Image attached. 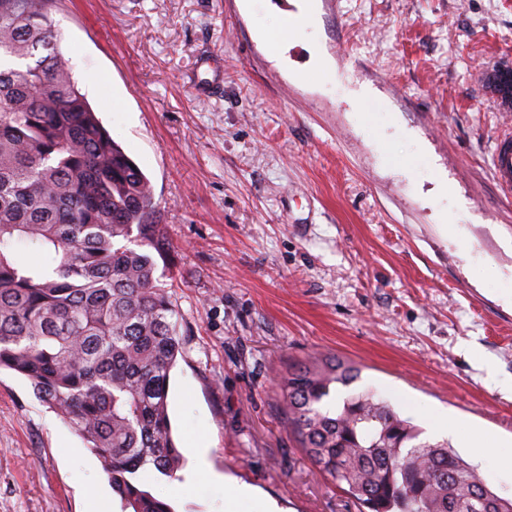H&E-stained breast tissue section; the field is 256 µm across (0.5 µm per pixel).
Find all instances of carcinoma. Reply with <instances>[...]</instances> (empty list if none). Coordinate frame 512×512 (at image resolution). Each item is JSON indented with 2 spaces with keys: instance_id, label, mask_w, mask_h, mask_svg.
<instances>
[{
  "instance_id": "carcinoma-1",
  "label": "carcinoma",
  "mask_w": 512,
  "mask_h": 512,
  "mask_svg": "<svg viewBox=\"0 0 512 512\" xmlns=\"http://www.w3.org/2000/svg\"><path fill=\"white\" fill-rule=\"evenodd\" d=\"M51 0H0V370L102 462L121 512H175L135 482L173 478L183 455L168 415L182 354L155 256L166 238L149 178L100 122L60 48ZM24 244L40 263L19 259ZM336 355L279 377L300 451L358 512H512L445 442L365 390Z\"/></svg>"
}]
</instances>
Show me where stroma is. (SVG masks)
<instances>
[{"label":"stroma","mask_w":512,"mask_h":512,"mask_svg":"<svg viewBox=\"0 0 512 512\" xmlns=\"http://www.w3.org/2000/svg\"><path fill=\"white\" fill-rule=\"evenodd\" d=\"M310 23L269 55L284 13ZM61 47L149 177L183 354L174 439L207 473L145 467L175 512H356L282 424L288 367L333 354L356 389L502 442L479 477L512 496V201L491 168L512 112L477 73L512 63V0H54ZM368 88L360 103L354 90ZM452 187L437 192L440 178ZM119 512L97 455L0 371V512Z\"/></svg>","instance_id":"1"}]
</instances>
